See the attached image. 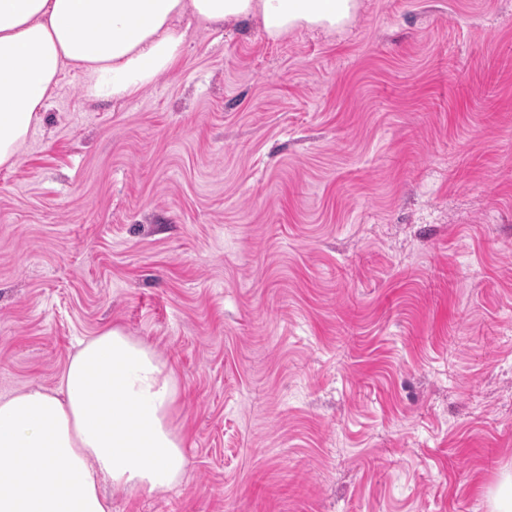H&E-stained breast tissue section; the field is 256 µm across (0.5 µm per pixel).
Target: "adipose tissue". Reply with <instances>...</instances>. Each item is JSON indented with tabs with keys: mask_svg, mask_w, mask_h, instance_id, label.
<instances>
[{
	"mask_svg": "<svg viewBox=\"0 0 512 512\" xmlns=\"http://www.w3.org/2000/svg\"><path fill=\"white\" fill-rule=\"evenodd\" d=\"M359 0H0V167L22 145L61 75L95 98L132 97L182 58L194 18L260 20L278 40L342 30ZM174 369L142 341L106 328L80 341L53 390L0 396V512H111L104 484L160 490L185 472L171 424Z\"/></svg>",
	"mask_w": 512,
	"mask_h": 512,
	"instance_id": "obj_1",
	"label": "adipose tissue"
}]
</instances>
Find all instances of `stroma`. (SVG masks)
<instances>
[{
    "label": "stroma",
    "mask_w": 512,
    "mask_h": 512,
    "mask_svg": "<svg viewBox=\"0 0 512 512\" xmlns=\"http://www.w3.org/2000/svg\"><path fill=\"white\" fill-rule=\"evenodd\" d=\"M177 373L181 482L112 512H490L512 473V0L195 32L66 71L0 168V395L107 327Z\"/></svg>",
    "instance_id": "1"
}]
</instances>
